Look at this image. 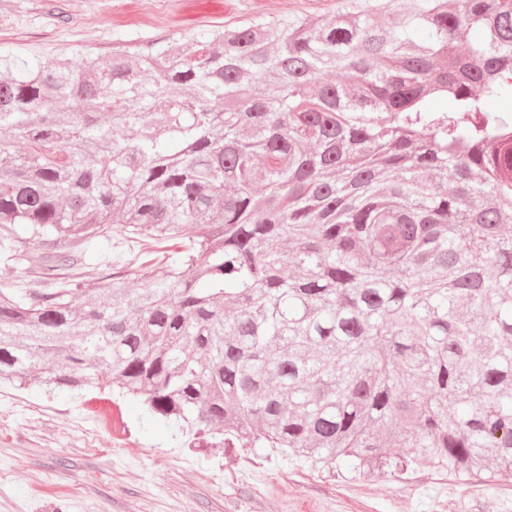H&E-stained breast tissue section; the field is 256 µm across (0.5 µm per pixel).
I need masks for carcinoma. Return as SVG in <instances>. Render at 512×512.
<instances>
[{
	"mask_svg": "<svg viewBox=\"0 0 512 512\" xmlns=\"http://www.w3.org/2000/svg\"><path fill=\"white\" fill-rule=\"evenodd\" d=\"M0 224L46 249L0 288V379L138 398L189 448L512 476V0L6 56ZM111 236L166 277H62Z\"/></svg>",
	"mask_w": 512,
	"mask_h": 512,
	"instance_id": "cac0c4a2",
	"label": "carcinoma"
}]
</instances>
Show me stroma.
<instances>
[{"label": "stroma", "instance_id": "35a3bbf8", "mask_svg": "<svg viewBox=\"0 0 512 512\" xmlns=\"http://www.w3.org/2000/svg\"><path fill=\"white\" fill-rule=\"evenodd\" d=\"M338 0H0V53L50 65L116 42L191 39L253 14H332ZM139 240H100L103 276L142 273ZM43 249L0 259V288L36 287ZM0 512H512V478L433 468L365 475L269 448L184 447L166 421L108 394L0 379Z\"/></svg>", "mask_w": 512, "mask_h": 512}]
</instances>
